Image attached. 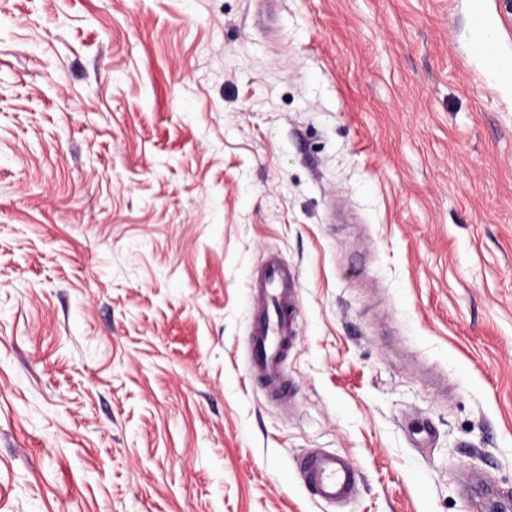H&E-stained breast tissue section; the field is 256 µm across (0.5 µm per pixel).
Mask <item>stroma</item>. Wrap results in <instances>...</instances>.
Masks as SVG:
<instances>
[{
  "instance_id": "35a3bbf8",
  "label": "stroma",
  "mask_w": 512,
  "mask_h": 512,
  "mask_svg": "<svg viewBox=\"0 0 512 512\" xmlns=\"http://www.w3.org/2000/svg\"><path fill=\"white\" fill-rule=\"evenodd\" d=\"M0 0V512H512V0ZM301 280L295 404L248 284ZM476 42L484 47V52L478 54L486 63L489 71L500 81L512 87V64L504 65L497 61L494 51L495 33L489 25H482L476 35ZM298 473L316 500L336 508H343L357 495V471L345 455L312 450L298 460Z\"/></svg>"
}]
</instances>
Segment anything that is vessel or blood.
Returning a JSON list of instances; mask_svg holds the SVG:
<instances>
[{"mask_svg":"<svg viewBox=\"0 0 512 512\" xmlns=\"http://www.w3.org/2000/svg\"><path fill=\"white\" fill-rule=\"evenodd\" d=\"M249 288L261 303L250 329V375L272 398L292 399L286 363L298 340L299 274L272 254L263 261ZM298 473L316 500L337 508L350 503L358 492L356 468L342 454L320 449L303 454Z\"/></svg>","mask_w":512,"mask_h":512,"instance_id":"b4317fda","label":"vessel or blood"}]
</instances>
